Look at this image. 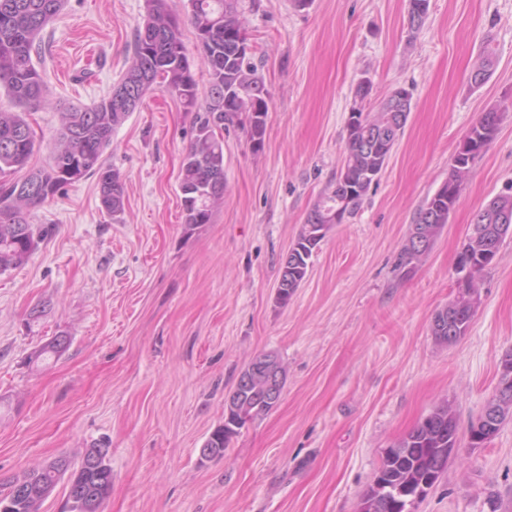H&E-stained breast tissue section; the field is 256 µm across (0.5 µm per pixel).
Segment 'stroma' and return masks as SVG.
<instances>
[{
	"mask_svg": "<svg viewBox=\"0 0 512 512\" xmlns=\"http://www.w3.org/2000/svg\"><path fill=\"white\" fill-rule=\"evenodd\" d=\"M407 11V0H241L269 111L260 152L246 120L225 126L224 206L211 223L184 222L192 116L159 89L104 152L125 187L120 219L105 213L94 176L33 211L52 234L0 273V494L37 462L102 443L112 466L103 512H358L383 450L445 401L459 447L416 512H512V416L486 447L468 440L512 350V238L476 278L467 334L445 346L431 332L457 293L455 256L474 213L512 191V0H429L415 31ZM145 16V0H67L34 59L51 104L29 117L40 140L30 167L48 163L60 109L118 84ZM489 53L493 70L473 86ZM364 79L370 113L410 91L404 133L360 210L331 225L279 304L281 261L343 163ZM491 108L502 112L495 139L425 260L401 273L418 212ZM36 306L43 314L30 318ZM60 334L59 359L29 365ZM270 352L286 369L279 404L223 456L201 458L240 371Z\"/></svg>",
	"mask_w": 512,
	"mask_h": 512,
	"instance_id": "obj_1",
	"label": "stroma"
}]
</instances>
